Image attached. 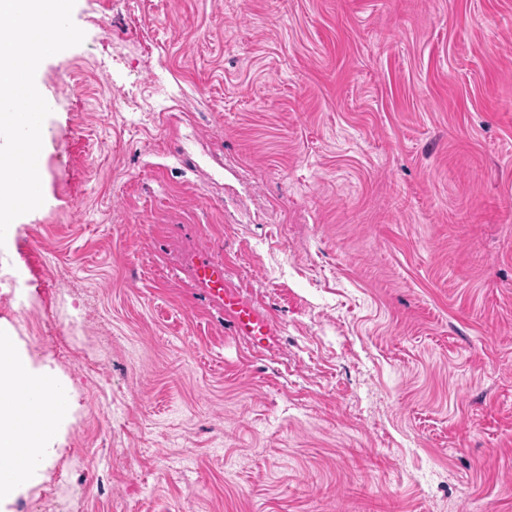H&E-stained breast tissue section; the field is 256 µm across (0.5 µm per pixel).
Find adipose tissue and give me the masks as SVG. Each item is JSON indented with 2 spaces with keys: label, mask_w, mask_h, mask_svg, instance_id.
<instances>
[{
  "label": "adipose tissue",
  "mask_w": 512,
  "mask_h": 512,
  "mask_svg": "<svg viewBox=\"0 0 512 512\" xmlns=\"http://www.w3.org/2000/svg\"><path fill=\"white\" fill-rule=\"evenodd\" d=\"M50 366L34 369L9 331L0 330V508L9 504L56 456L58 437L44 412L28 408L25 393L58 388Z\"/></svg>",
  "instance_id": "1"
}]
</instances>
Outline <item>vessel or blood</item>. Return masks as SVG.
Masks as SVG:
<instances>
[{"instance_id":"1","label":"vessel or blood","mask_w":512,"mask_h":512,"mask_svg":"<svg viewBox=\"0 0 512 512\" xmlns=\"http://www.w3.org/2000/svg\"><path fill=\"white\" fill-rule=\"evenodd\" d=\"M196 279L211 294L220 300L237 326L247 335L257 338L266 336L270 331L269 322L260 316L253 308L243 304L236 292L227 288L224 282V264L220 261H203L197 263L194 269Z\"/></svg>"}]
</instances>
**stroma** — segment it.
Listing matches in <instances>:
<instances>
[{"label": "stroma", "mask_w": 512, "mask_h": 512, "mask_svg": "<svg viewBox=\"0 0 512 512\" xmlns=\"http://www.w3.org/2000/svg\"><path fill=\"white\" fill-rule=\"evenodd\" d=\"M72 17L0 326L80 407L12 512H512V0ZM195 278L211 294L224 303L237 326L247 335L261 338L267 336L270 331L269 322L260 316L253 308L243 304L237 293L227 288L224 283V263L222 261H203L195 265Z\"/></svg>", "instance_id": "obj_1"}]
</instances>
